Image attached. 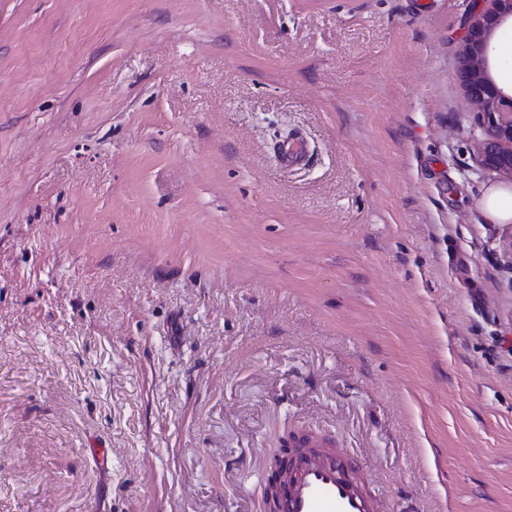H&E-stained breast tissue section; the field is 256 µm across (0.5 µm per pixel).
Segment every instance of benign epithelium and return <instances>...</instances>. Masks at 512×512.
<instances>
[{
  "label": "benign epithelium",
  "mask_w": 512,
  "mask_h": 512,
  "mask_svg": "<svg viewBox=\"0 0 512 512\" xmlns=\"http://www.w3.org/2000/svg\"><path fill=\"white\" fill-rule=\"evenodd\" d=\"M489 2V7L475 9L470 15L458 75L483 131L475 142L477 162L487 172L512 181V95L505 94L489 74L490 35L512 21V0Z\"/></svg>",
  "instance_id": "obj_1"
}]
</instances>
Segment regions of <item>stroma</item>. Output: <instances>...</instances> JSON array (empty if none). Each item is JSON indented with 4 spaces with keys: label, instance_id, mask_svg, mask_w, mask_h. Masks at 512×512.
<instances>
[{
    "label": "stroma",
    "instance_id": "1",
    "mask_svg": "<svg viewBox=\"0 0 512 512\" xmlns=\"http://www.w3.org/2000/svg\"><path fill=\"white\" fill-rule=\"evenodd\" d=\"M476 4L0 0V512H268L304 432L512 512Z\"/></svg>",
    "mask_w": 512,
    "mask_h": 512
}]
</instances>
